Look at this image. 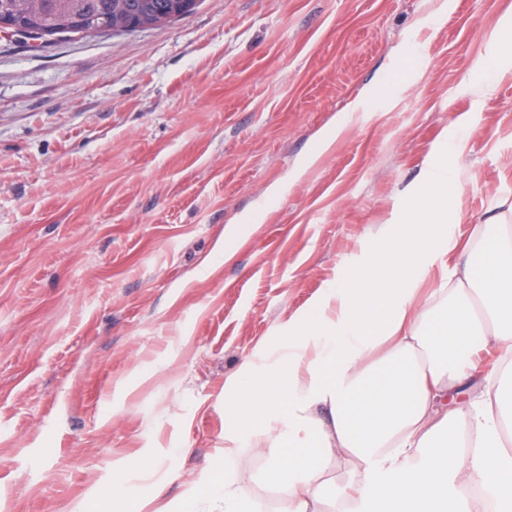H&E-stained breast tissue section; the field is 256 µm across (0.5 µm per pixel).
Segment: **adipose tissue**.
<instances>
[{
	"mask_svg": "<svg viewBox=\"0 0 512 512\" xmlns=\"http://www.w3.org/2000/svg\"><path fill=\"white\" fill-rule=\"evenodd\" d=\"M512 69V20L471 68ZM468 126L414 185L404 233L280 326L224 383V466L259 451L287 512H512V199L460 244L466 218L448 195L462 173L444 165ZM335 461L343 480L328 478ZM205 512H268L233 477Z\"/></svg>",
	"mask_w": 512,
	"mask_h": 512,
	"instance_id": "obj_1",
	"label": "adipose tissue"
}]
</instances>
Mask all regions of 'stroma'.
<instances>
[{
	"label": "stroma",
	"mask_w": 512,
	"mask_h": 512,
	"mask_svg": "<svg viewBox=\"0 0 512 512\" xmlns=\"http://www.w3.org/2000/svg\"><path fill=\"white\" fill-rule=\"evenodd\" d=\"M441 5L202 0L128 35L0 38V512H101L118 475L134 512H171L223 478L225 380L384 246L452 120L461 240L512 195V71L469 85L512 0Z\"/></svg>",
	"instance_id": "35a3bbf8"
}]
</instances>
